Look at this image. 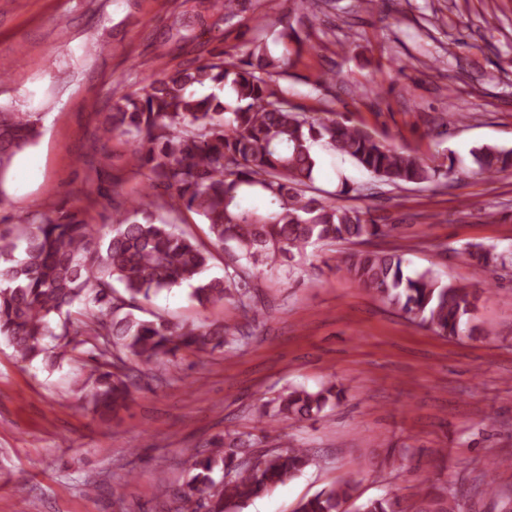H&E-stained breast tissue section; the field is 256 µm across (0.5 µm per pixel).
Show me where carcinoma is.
Masks as SVG:
<instances>
[{
	"label": "carcinoma",
	"instance_id": "obj_1",
	"mask_svg": "<svg viewBox=\"0 0 512 512\" xmlns=\"http://www.w3.org/2000/svg\"><path fill=\"white\" fill-rule=\"evenodd\" d=\"M246 0H207L205 10L224 20ZM257 28L276 35L283 50L257 41L244 59L220 52L196 65L146 77L132 91L119 88L103 133L131 143V164L146 177L144 193L100 230L78 211L58 208L18 218L0 229V337L18 362L49 367L90 344L95 365L81 386V400L100 416L124 407L141 379L137 364L194 352L233 349L245 337L237 326L175 321L162 312L134 311L152 296L189 285L201 306L233 300L244 316L264 315L252 302L254 273L261 263L288 272L306 247L348 242L363 248L338 268L365 291L381 297L413 324L442 337L472 336L465 319L476 300L464 284L444 283L426 269L409 274L396 251L365 248L397 224H378L370 211L336 204L311 187L318 164L313 145L325 142L379 181L401 187L447 176L405 149L389 146L348 117L334 112L315 119L291 105L274 85L304 43L283 17L257 18ZM215 87L224 97L198 89ZM40 119L34 112L0 109V186L15 157L35 144ZM478 172L492 177L512 169V149H472ZM256 198L259 209L243 206ZM206 227V239L187 229L185 213ZM476 274L512 264V251L469 244L463 248ZM224 275L204 277L216 255ZM344 397L334 383L310 390L289 387L273 398V415L310 420ZM313 463L305 448L288 445L253 465L237 461L233 446L215 443L196 460L180 500L191 512H240L251 499L270 493ZM349 479L302 500L296 512H344L353 498ZM356 512H459L448 507L405 508L385 498L369 499Z\"/></svg>",
	"mask_w": 512,
	"mask_h": 512
}]
</instances>
